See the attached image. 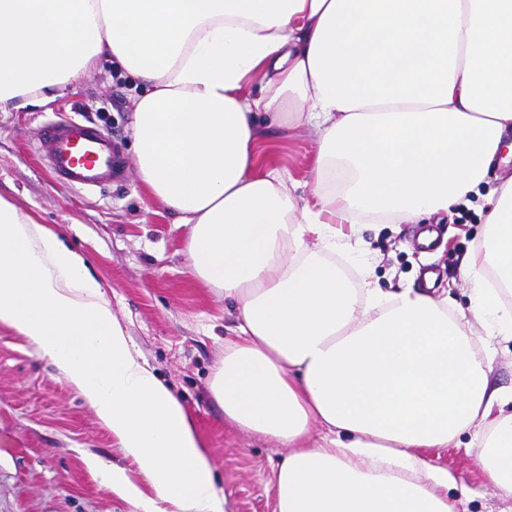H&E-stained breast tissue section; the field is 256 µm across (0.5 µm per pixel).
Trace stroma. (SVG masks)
<instances>
[{
	"mask_svg": "<svg viewBox=\"0 0 512 512\" xmlns=\"http://www.w3.org/2000/svg\"><path fill=\"white\" fill-rule=\"evenodd\" d=\"M135 85L103 62L52 102L28 112H1L0 194L36 214L85 256L136 349L190 412L229 512H274L271 479L283 450L226 422L211 393L224 342L233 335L234 310L223 295L190 276L182 252L186 226L149 195L135 170H128L122 185L76 193L56 186L30 152L42 123L72 117L77 104L88 120L132 149ZM315 140L307 127L261 125L259 172L279 169L297 196H308ZM498 185L489 177L470 204L420 225H360L376 261L374 286L387 292L423 288L431 269L434 286L447 292L449 305L467 309L462 271L481 239V195ZM424 227L437 230L432 245L418 239ZM420 454L471 490L467 512H503L504 502L481 475L470 434ZM89 455L123 467L130 478L138 476L110 430L56 367L0 323V512H139L101 484L85 463Z\"/></svg>",
	"mask_w": 512,
	"mask_h": 512,
	"instance_id": "stroma-1",
	"label": "stroma"
}]
</instances>
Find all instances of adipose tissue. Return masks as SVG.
<instances>
[{"label":"adipose tissue","instance_id":"1","mask_svg":"<svg viewBox=\"0 0 512 512\" xmlns=\"http://www.w3.org/2000/svg\"><path fill=\"white\" fill-rule=\"evenodd\" d=\"M103 61L143 87L136 171L187 225L190 275L233 304L211 392L225 420L285 448L275 512H459L455 475L419 451L464 432L512 502V388L488 379L512 341V178L485 198L464 313L372 287L341 230L451 211L512 163V0H0V113L52 101ZM266 123L315 130L308 197L259 172ZM0 323L136 464L138 485L88 457L108 490L140 512H228L189 412L85 258L1 195Z\"/></svg>","mask_w":512,"mask_h":512}]
</instances>
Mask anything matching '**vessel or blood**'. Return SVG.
<instances>
[{
    "instance_id": "obj_1",
    "label": "vessel or blood",
    "mask_w": 512,
    "mask_h": 512,
    "mask_svg": "<svg viewBox=\"0 0 512 512\" xmlns=\"http://www.w3.org/2000/svg\"><path fill=\"white\" fill-rule=\"evenodd\" d=\"M33 153L44 161L52 180L68 190L104 189L126 178L122 143L110 131L73 118L44 123Z\"/></svg>"
}]
</instances>
